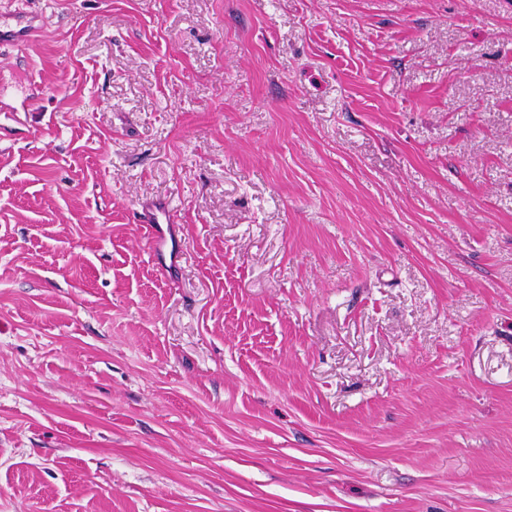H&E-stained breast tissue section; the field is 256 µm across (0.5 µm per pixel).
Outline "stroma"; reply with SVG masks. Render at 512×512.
Returning a JSON list of instances; mask_svg holds the SVG:
<instances>
[{"label":"stroma","instance_id":"35a3bbf8","mask_svg":"<svg viewBox=\"0 0 512 512\" xmlns=\"http://www.w3.org/2000/svg\"><path fill=\"white\" fill-rule=\"evenodd\" d=\"M38 6L0 512H512V0ZM174 216V207L170 203H166L163 207L155 208L153 211H143L139 214L137 222L139 224H155L151 226V238L154 240L153 254L158 256L157 249L158 244L156 242L158 238V225L156 224H170Z\"/></svg>","mask_w":512,"mask_h":512}]
</instances>
